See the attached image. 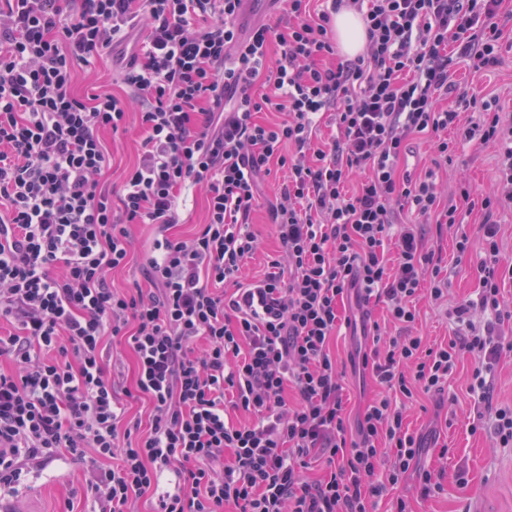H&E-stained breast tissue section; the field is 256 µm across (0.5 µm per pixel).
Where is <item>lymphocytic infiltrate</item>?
Returning a JSON list of instances; mask_svg holds the SVG:
<instances>
[{
    "mask_svg": "<svg viewBox=\"0 0 512 512\" xmlns=\"http://www.w3.org/2000/svg\"><path fill=\"white\" fill-rule=\"evenodd\" d=\"M282 0L286 30L265 23L241 35L243 0H0V488L64 453L85 464L97 512H131L157 492L155 512H374L375 500L416 472L421 497L440 490L419 468L421 441L405 429L403 402L444 391L461 352L475 360L472 391L493 407L494 369L512 341L502 290L512 263L499 227L481 226L479 305L495 315L437 347L413 329L414 299L448 288L442 256L414 225L397 239L401 211L454 225L461 205L493 212L512 200V126L489 101L481 127L440 108L451 92L455 43L478 68L497 65L503 0ZM357 12L365 51L340 58L336 14ZM150 30L122 61L123 95L73 91L141 18ZM281 54L269 61L272 42ZM140 106L142 154L119 192L102 180L103 131L126 132ZM282 113L262 124L257 113ZM339 136L318 148L316 115ZM452 130L500 149V197L470 186L440 202L432 173L398 175L416 133L433 139L434 167L451 160ZM288 177L271 207L283 257L250 287L241 277L260 241L251 215L270 162ZM205 187L208 213L192 239H171L182 191ZM133 224L154 230L148 289L121 293L114 270L131 257ZM384 304L394 336L374 332L361 363L382 386L349 436L341 374L329 343L348 294ZM125 337L134 388L117 392L103 348ZM148 400V430L123 421L124 402ZM252 415L227 420V408ZM494 432L512 445V406L493 407ZM327 474L304 479L313 455ZM232 463H225V456ZM183 484L160 492L165 471Z\"/></svg>",
    "mask_w": 512,
    "mask_h": 512,
    "instance_id": "1",
    "label": "lymphocytic infiltrate"
}]
</instances>
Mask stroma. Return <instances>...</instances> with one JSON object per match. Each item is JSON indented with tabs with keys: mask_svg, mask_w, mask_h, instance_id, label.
Segmentation results:
<instances>
[{
	"mask_svg": "<svg viewBox=\"0 0 512 512\" xmlns=\"http://www.w3.org/2000/svg\"><path fill=\"white\" fill-rule=\"evenodd\" d=\"M498 23L503 30L500 41L499 62L493 68L478 70L464 59L450 67V79L456 85L455 93L442 99L441 107L454 108L458 96L466 92L494 101L495 108L512 114V0H505ZM126 134L104 133L103 139L110 152V164L102 179L112 187H120L126 170L140 153V124L138 112L127 117ZM495 148L474 151L471 147L458 149L448 165L436 171V182L442 202L458 203L460 185H471L478 192L496 191ZM288 176L287 170L273 168L270 176L260 184V205L253 215V228L261 246L250 260L248 282L263 278L269 262L280 255L281 247L272 231L269 205L275 202L280 184ZM485 216L481 209L467 213L464 222L447 234L437 235L434 225L424 227L427 248L441 253L448 269V301L432 302L420 296L416 302L418 332L430 347L446 344L453 339L458 327L447 318V305L476 299L480 286L481 242L479 228ZM468 234L472 250L467 258H458L456 240ZM130 264L114 271L110 277L113 287L125 290L141 280V262L149 253L154 239L151 226L138 224L130 229ZM354 350L352 336L340 335L330 342V352L336 357L343 372L342 385L349 411H357L380 394L381 388L368 375L354 372L350 356ZM474 360L462 354L448 380V397L452 399V418L436 414L427 397L420 396L408 402L405 426L409 431L439 439L449 448V456H441L437 447L424 449L422 461L440 478L441 491L428 500H421L413 480L400 484L395 496L379 500L376 512H392L396 497H404L410 512H512V446L496 441L492 431L471 433L469 413L474 407L475 395L470 391V373ZM463 471V480H456V471ZM89 474L83 465L61 456L43 466L29 468L19 486L0 492V504L8 505L9 512H89L91 502L86 496Z\"/></svg>",
	"mask_w": 512,
	"mask_h": 512,
	"instance_id": "stroma-1",
	"label": "stroma"
}]
</instances>
